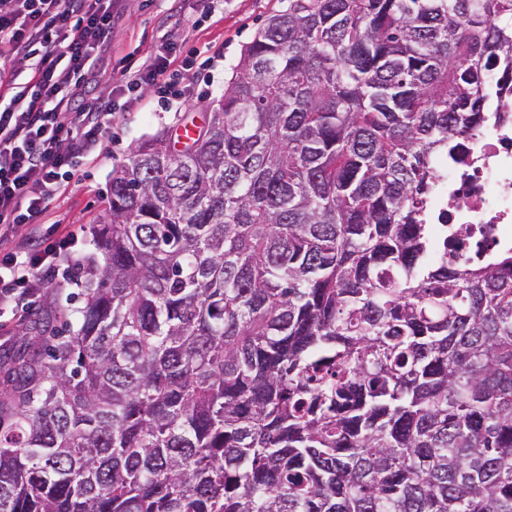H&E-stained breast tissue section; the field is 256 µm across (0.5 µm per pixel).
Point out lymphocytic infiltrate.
Here are the masks:
<instances>
[{
	"mask_svg": "<svg viewBox=\"0 0 512 512\" xmlns=\"http://www.w3.org/2000/svg\"><path fill=\"white\" fill-rule=\"evenodd\" d=\"M115 0H0V310L25 308L52 268L82 264V228L45 244L38 219L96 158L111 108L81 109L84 88L111 85L100 66ZM28 79L19 82V68Z\"/></svg>",
	"mask_w": 512,
	"mask_h": 512,
	"instance_id": "obj_1",
	"label": "lymphocytic infiltrate"
}]
</instances>
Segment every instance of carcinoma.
<instances>
[{
  "label": "carcinoma",
  "instance_id": "obj_1",
  "mask_svg": "<svg viewBox=\"0 0 512 512\" xmlns=\"http://www.w3.org/2000/svg\"><path fill=\"white\" fill-rule=\"evenodd\" d=\"M493 67L512 0H288L0 357V512H512V246L428 260Z\"/></svg>",
  "mask_w": 512,
  "mask_h": 512
}]
</instances>
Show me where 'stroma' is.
<instances>
[{
  "instance_id": "stroma-1",
  "label": "stroma",
  "mask_w": 512,
  "mask_h": 512,
  "mask_svg": "<svg viewBox=\"0 0 512 512\" xmlns=\"http://www.w3.org/2000/svg\"><path fill=\"white\" fill-rule=\"evenodd\" d=\"M286 6V0H224L223 8L209 12L201 0H119L112 29V124L97 160L41 216L45 241L81 225L86 229L81 249L85 255L95 254L92 230L105 208L113 168L145 137L189 119L202 121L220 99L243 46ZM202 50L210 55L208 63L198 57ZM151 56L176 61L185 92L170 105L159 104L154 89L135 98L119 81L121 74L138 70Z\"/></svg>"
}]
</instances>
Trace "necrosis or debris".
Here are the masks:
<instances>
[{
    "label": "necrosis or debris",
    "instance_id": "4bbe7bcc",
    "mask_svg": "<svg viewBox=\"0 0 512 512\" xmlns=\"http://www.w3.org/2000/svg\"><path fill=\"white\" fill-rule=\"evenodd\" d=\"M465 153L469 166L464 170L440 161L442 176L429 210L447 212L449 223L468 225L461 252L471 256L479 241L491 249L512 243V121L476 132Z\"/></svg>",
    "mask_w": 512,
    "mask_h": 512
}]
</instances>
